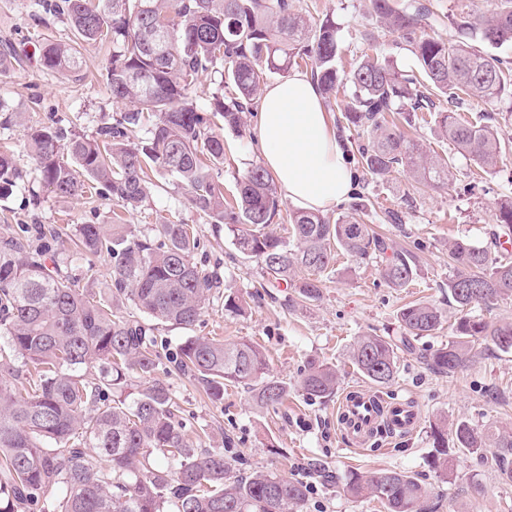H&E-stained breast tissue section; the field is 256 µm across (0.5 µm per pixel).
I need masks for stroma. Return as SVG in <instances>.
Listing matches in <instances>:
<instances>
[{
  "label": "stroma",
  "mask_w": 512,
  "mask_h": 512,
  "mask_svg": "<svg viewBox=\"0 0 512 512\" xmlns=\"http://www.w3.org/2000/svg\"><path fill=\"white\" fill-rule=\"evenodd\" d=\"M293 2L304 16L336 22L341 47L338 69L350 70L364 55L377 52L391 56L403 70L415 69L412 53L396 45L383 23L366 14L363 0ZM70 35L66 18L42 10L35 0H0V50L14 47L21 58L0 73V99L25 116L24 124L0 130V145L10 147L23 172L0 195V237L14 234L24 224H122L138 236L150 233L152 224L162 219L191 225L203 244L199 260L220 264L226 293L238 296L244 310L227 311L219 298L210 302L191 329L157 325L160 351H174L190 334L227 343L248 340L264 351L267 378L285 381L289 387L287 400L276 409L257 408L243 386L227 388L223 403L215 405L171 364L160 365L154 380L170 386L187 433L200 440L202 447L227 449L238 475L261 469L307 483L309 494L301 512H384L377 499L347 495L344 477L351 471L367 475L386 469L427 483L428 504L435 512H512V482L501 478L491 456L450 451L451 466L444 480L427 466L434 451L430 436L434 423L452 426L466 421L481 431L512 428V352L485 348L468 367L451 375L434 373L426 365L452 334L449 240L466 239L490 247L502 232L495 214L503 200L512 198V98L488 105L467 97L458 107L462 117L474 123L482 122L485 112L494 114L507 151L496 171H481L437 138L434 124L420 121L407 135L437 153L452 155V186L421 185L404 170L384 179L359 171L348 201L327 211V219L333 222L351 214L354 203L364 202L363 223L416 256L418 276L410 287H389L381 276L379 259L342 254L324 279L320 299L293 308L284 303L286 288L273 287L257 262L237 253L228 230L192 209L165 176H158L156 188L135 209L96 197L62 199L43 184L28 147V127L61 126L91 138L111 122L117 110L105 81L111 45L84 46L81 67L74 74L41 66L42 43L64 42ZM257 126L258 116L253 113L247 117L244 134L228 128L222 131L225 193L234 191L251 165L263 161ZM389 211L398 213L399 223L385 221ZM414 301L438 307L442 326L434 335L413 339L410 348L398 350L397 376L381 392L390 398L414 399L421 424L412 435L387 433L376 437L371 448L351 449L337 426V397L311 399L299 390L305 361L314 356L336 365L340 390L367 387V380L349 362L354 342L367 333L399 335L397 313Z\"/></svg>",
  "instance_id": "35a3bbf8"
}]
</instances>
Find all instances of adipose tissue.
<instances>
[{
    "label": "adipose tissue",
    "instance_id": "obj_1",
    "mask_svg": "<svg viewBox=\"0 0 512 512\" xmlns=\"http://www.w3.org/2000/svg\"><path fill=\"white\" fill-rule=\"evenodd\" d=\"M259 135L264 166L292 203L326 212L348 198L353 174L309 76L295 73L264 89Z\"/></svg>",
    "mask_w": 512,
    "mask_h": 512
}]
</instances>
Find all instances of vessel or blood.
I'll use <instances>...</instances> for the list:
<instances>
[{
	"label": "vessel or blood",
	"mask_w": 512,
	"mask_h": 512,
	"mask_svg": "<svg viewBox=\"0 0 512 512\" xmlns=\"http://www.w3.org/2000/svg\"><path fill=\"white\" fill-rule=\"evenodd\" d=\"M419 412L409 400L388 401L363 388L347 390L337 406V422L342 436L353 446H366L372 432L388 425L402 435L419 424Z\"/></svg>",
	"instance_id": "vessel-or-blood-1"
}]
</instances>
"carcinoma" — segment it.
Wrapping results in <instances>:
<instances>
[{"label":"carcinoma","mask_w":512,"mask_h":512,"mask_svg":"<svg viewBox=\"0 0 512 512\" xmlns=\"http://www.w3.org/2000/svg\"><path fill=\"white\" fill-rule=\"evenodd\" d=\"M67 17L69 42L46 41L40 64L73 72L87 43H112L105 80L115 103L133 109L87 139L56 127H32L29 142L44 183L63 198L98 195L137 208L157 171L183 189L188 204L224 225L243 257L253 259L276 283L291 289L288 306L320 298L323 276L336 251L382 260L393 288L417 276L414 255L396 248L367 224L347 216L332 224L322 214L294 210L284 234L265 231L280 201L270 173L252 167L237 183L235 205L225 206L224 138L216 121L243 133V113L253 112L266 72H286L311 62L325 98L354 87L342 118L361 132L357 162L384 178L404 168L420 182L453 183L448 156L408 139L385 114L411 124L434 113L438 136L482 170L494 169L504 147L490 123L474 124L451 109L462 96L497 102L512 92V63L484 55L476 44L512 42V0L489 15L460 5L456 39L442 41L423 27L429 9L397 0H365L366 13L383 20L416 57L420 77L403 73L390 57L364 55L348 73L336 67L338 27L300 14L291 0H53L42 5ZM218 76L209 106L191 100L202 74ZM443 97L450 109H436ZM21 178L11 152H0V195ZM495 223L512 230V199ZM155 236H135L124 225L76 224L67 233L36 224L0 238V512H299L307 485L255 471L231 474L223 448H197L177 419L170 387L148 377L159 365L154 324L192 327L210 299L221 293V268L193 260L199 241L187 224L154 225ZM112 263L111 283L99 294L79 288L76 273ZM452 274L448 295L457 310L453 335L427 366L439 374L466 367L481 345L512 350V322L489 326L473 309L512 297V262L466 239L448 245ZM128 302L148 318L123 315ZM402 335L360 337L351 363L370 383L394 381L397 350L409 339L434 334L442 313L411 302L398 313ZM175 369L200 385L215 404L229 386L247 385L260 408L288 397L286 383L264 377L262 349L248 341L188 336L172 357ZM99 376L89 377L92 370ZM336 366L306 362L299 381L315 398L336 393ZM432 471L448 477V446L493 458L512 480V431L479 432L460 421L431 427ZM97 449L98 458L89 454ZM344 488L353 498L374 497L386 512H427L429 490L417 476L396 470L352 472Z\"/></svg>","instance_id":"obj_1"}]
</instances>
